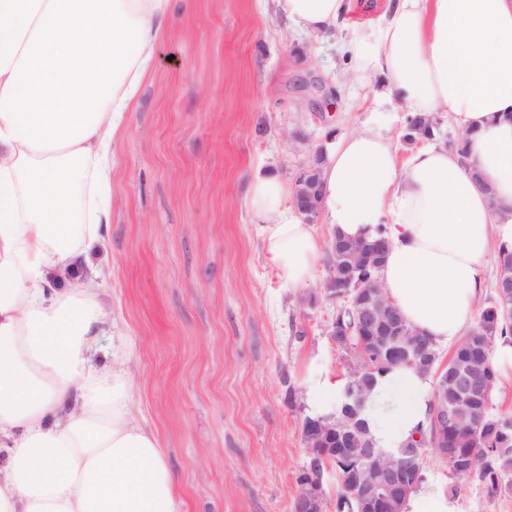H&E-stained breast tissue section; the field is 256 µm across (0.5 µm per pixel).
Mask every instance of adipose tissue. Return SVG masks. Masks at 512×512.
<instances>
[{
  "label": "adipose tissue",
  "instance_id": "1",
  "mask_svg": "<svg viewBox=\"0 0 512 512\" xmlns=\"http://www.w3.org/2000/svg\"><path fill=\"white\" fill-rule=\"evenodd\" d=\"M273 2L304 33L349 11V0ZM170 3L0 0V512H185L132 413L133 348L92 260L109 229L111 143ZM355 58V76H382L407 111L448 113L465 151L427 145L401 162L379 128L345 135L321 166V214L347 238L384 233L389 298L434 344H456L494 252L512 249V0H399ZM292 195L258 172L247 206L268 263L300 288L321 249ZM432 404L430 375L379 376L364 410L377 447L403 448ZM401 512L459 510L423 482Z\"/></svg>",
  "mask_w": 512,
  "mask_h": 512
}]
</instances>
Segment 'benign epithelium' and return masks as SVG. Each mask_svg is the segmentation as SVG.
Masks as SVG:
<instances>
[{
	"label": "benign epithelium",
	"mask_w": 512,
	"mask_h": 512,
	"mask_svg": "<svg viewBox=\"0 0 512 512\" xmlns=\"http://www.w3.org/2000/svg\"><path fill=\"white\" fill-rule=\"evenodd\" d=\"M324 151L318 148L311 161L299 173L295 180L293 203L297 211L309 224L314 223L320 214L322 182L320 180L321 164ZM383 255V249L376 244L353 246L346 240L332 239L328 266L341 272L347 280L348 287L356 292L348 305L354 308V317L358 325L375 333L373 348L386 352L390 358H399L409 365L429 368L434 355L419 344L417 335L406 334L399 317L398 309L388 296H380V289L365 291L360 283L353 280V273L358 267L374 263ZM433 421L438 430L448 428V424H463L469 429L479 425L469 399L448 407V378L443 377L433 384ZM339 436V452L357 456L364 460V469L359 481L348 490V497L361 507L372 512H389L395 495L406 487V478L411 470V463L397 460L393 464L384 461L378 451L367 445H356L344 432L336 433V428L320 422L308 427L305 432L307 460L312 462L322 456L321 446L326 435ZM328 468L318 467L310 479L299 483V490L294 501V512H323V483Z\"/></svg>",
	"instance_id": "7a95c632"
}]
</instances>
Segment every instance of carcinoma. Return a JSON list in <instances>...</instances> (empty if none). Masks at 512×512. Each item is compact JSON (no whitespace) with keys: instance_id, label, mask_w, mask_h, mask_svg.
I'll use <instances>...</instances> for the list:
<instances>
[{"instance_id":"1","label":"carcinoma","mask_w":512,"mask_h":512,"mask_svg":"<svg viewBox=\"0 0 512 512\" xmlns=\"http://www.w3.org/2000/svg\"><path fill=\"white\" fill-rule=\"evenodd\" d=\"M436 133L437 128L430 130L417 126L416 116L409 114L405 118L403 138L408 142H416L425 138L428 133ZM327 295L336 296L340 303L336 314V326L342 329H352L349 336L336 337V343L350 349L353 353L352 362L343 388L342 397L348 392L361 393L362 401H367L376 376L398 365L391 360L383 364L375 358H365L357 350L360 337L366 336V331L354 328L353 316L344 308V297L349 292L345 280L336 276V283H328ZM464 339L480 344L481 350L472 358L466 357L460 350H455L448 359L447 370L461 371L477 379L482 377L488 381L487 389L494 391L498 380L493 362L495 344L503 340H512V296L502 298L496 296L493 305L482 309L476 322L469 329ZM477 415L485 416L484 425L477 430L464 429L452 424L448 425V447L462 449L463 460H448V469L456 480L470 476H478L487 484L493 493L512 490V416H497L491 410L483 407L476 408ZM328 423L342 430H359V437L368 443H373L367 423L362 416L352 418L340 412L327 417ZM331 464L335 471L342 475L344 485L353 483L358 462L355 460L342 461L332 458Z\"/></svg>"}]
</instances>
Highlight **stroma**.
<instances>
[{
	"label": "stroma",
	"instance_id": "obj_1",
	"mask_svg": "<svg viewBox=\"0 0 512 512\" xmlns=\"http://www.w3.org/2000/svg\"><path fill=\"white\" fill-rule=\"evenodd\" d=\"M396 3L350 0L327 38L287 26L271 0H172L112 145L100 288L133 343V412L157 432L187 512L293 510L311 389L346 378L352 354L331 336L326 264L284 285L245 197L255 171L294 183L317 148L367 124L408 154L405 109L378 98L381 77L355 80L349 52ZM425 460L424 480L459 512H512V492Z\"/></svg>",
	"mask_w": 512,
	"mask_h": 512
}]
</instances>
